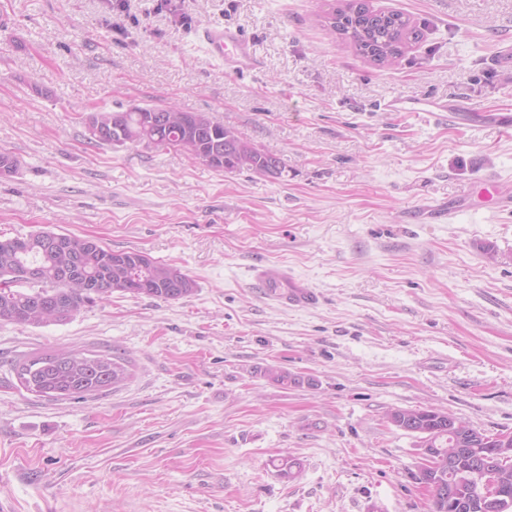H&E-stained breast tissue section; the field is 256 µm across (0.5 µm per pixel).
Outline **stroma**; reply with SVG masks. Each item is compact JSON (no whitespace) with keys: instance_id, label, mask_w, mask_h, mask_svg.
<instances>
[{"instance_id":"obj_1","label":"stroma","mask_w":512,"mask_h":512,"mask_svg":"<svg viewBox=\"0 0 512 512\" xmlns=\"http://www.w3.org/2000/svg\"><path fill=\"white\" fill-rule=\"evenodd\" d=\"M343 0H0V236L53 231L137 250L196 283L176 301L113 293L70 320L0 321V512H428L418 440L393 409L437 408L512 432V134L395 95L512 109L499 60L512 0H370L424 27L388 68L320 24ZM229 25L261 68L238 75L201 32ZM208 112L278 178L182 150L91 140L88 112ZM468 210L414 220L426 206ZM266 265L318 296L285 305ZM118 350L127 384L86 400L26 391L11 360ZM303 377L278 385L260 368ZM298 458L279 476L273 458ZM385 108L389 112H427L437 117H452L460 112H474L464 99H440L429 97H402L390 99ZM478 180L493 198L496 208L502 211H512V185H505L490 174L482 175Z\"/></svg>"}]
</instances>
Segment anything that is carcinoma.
<instances>
[{
	"label": "carcinoma",
	"instance_id": "1",
	"mask_svg": "<svg viewBox=\"0 0 512 512\" xmlns=\"http://www.w3.org/2000/svg\"><path fill=\"white\" fill-rule=\"evenodd\" d=\"M331 33L349 40L356 52L375 65H392L406 47L422 38L420 26L403 13L373 8L367 0H346L327 18ZM88 131L111 129L96 142L114 146L180 148L198 162L226 173L248 171L258 177L279 178L284 160L259 150L235 130L207 112H184L173 106L131 105L124 111L96 110L85 118ZM52 231L28 237L0 238V320L39 326L69 320L81 307L115 292L175 301L191 295L196 283L180 268L156 261L135 250L114 251L94 240L62 235L68 247L48 245ZM131 360L120 353L47 351L14 361L13 370L27 391L52 400L99 396L132 376ZM263 377L278 385L299 384L288 372L268 366ZM438 409H395L387 414L395 427L419 435L434 449L443 465H427L417 474L429 490V512H489L483 481L488 471L499 477L496 512H512V456L497 449L512 448L498 435H487ZM276 470L291 479L301 463L288 455L278 458Z\"/></svg>",
	"mask_w": 512,
	"mask_h": 512
}]
</instances>
